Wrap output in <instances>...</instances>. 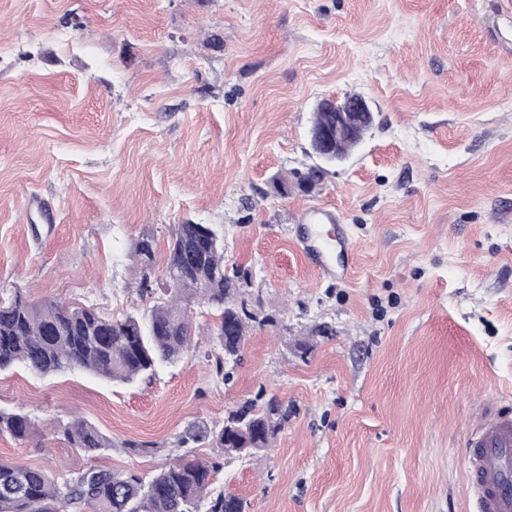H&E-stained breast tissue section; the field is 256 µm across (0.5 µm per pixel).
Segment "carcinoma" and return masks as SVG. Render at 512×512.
I'll list each match as a JSON object with an SVG mask.
<instances>
[{
  "instance_id": "cac0c4a2",
  "label": "carcinoma",
  "mask_w": 512,
  "mask_h": 512,
  "mask_svg": "<svg viewBox=\"0 0 512 512\" xmlns=\"http://www.w3.org/2000/svg\"><path fill=\"white\" fill-rule=\"evenodd\" d=\"M335 119L336 113L316 109L311 132L332 129ZM371 125L369 118H362L341 140L339 152L347 155ZM324 173L321 166L297 172L293 185L307 191ZM156 253L150 234L132 244L138 295L152 302L143 315L114 319L93 305L33 302L18 291L0 298V371L20 364L41 375L82 369L124 384L151 378L158 367L182 358L194 334L187 304L200 301L220 316L208 357L217 373H223L224 360L239 355L248 321L255 319L236 303L242 270L224 263V237L207 224L175 225L162 270L176 286L163 289L165 299L146 285L148 274L158 267ZM276 412L271 401L260 411L246 404L230 413L217 432L186 429L180 444L206 440L228 455L254 457L269 447L281 426ZM37 431L29 414L0 410V434L27 441ZM63 432L88 453L112 447V439L82 418L68 421ZM218 467L185 453L147 480L92 467L59 484L40 469L0 461V512H245L238 496L210 490Z\"/></svg>"
}]
</instances>
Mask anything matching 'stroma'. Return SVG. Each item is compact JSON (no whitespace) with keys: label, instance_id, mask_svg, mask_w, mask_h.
I'll return each instance as SVG.
<instances>
[{"label":"stroma","instance_id":"1","mask_svg":"<svg viewBox=\"0 0 512 512\" xmlns=\"http://www.w3.org/2000/svg\"><path fill=\"white\" fill-rule=\"evenodd\" d=\"M352 94L360 144L268 195ZM183 222L247 274L239 359L216 371L202 335L131 385L2 371L0 409L39 430L0 460L146 478L273 399L266 452L193 450L245 512H473L462 444L512 411V0H0V294L145 311L129 245ZM75 415L112 449L55 430ZM332 103L333 108L336 110V112L340 113V120L336 122L335 139L337 144V141L341 138L346 128L345 126L350 122L347 113L371 112V110L368 103L364 99L358 100L357 102L354 103H347L344 100H335L332 101ZM336 112H326L325 110L316 107V110L314 112V121L311 128V134H321L325 130H331L335 125Z\"/></svg>","mask_w":512,"mask_h":512}]
</instances>
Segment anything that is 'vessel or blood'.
I'll return each mask as SVG.
<instances>
[{
  "label": "vessel or blood",
  "mask_w": 512,
  "mask_h": 512,
  "mask_svg": "<svg viewBox=\"0 0 512 512\" xmlns=\"http://www.w3.org/2000/svg\"><path fill=\"white\" fill-rule=\"evenodd\" d=\"M464 463L476 512H512V413L481 426Z\"/></svg>",
  "instance_id": "obj_1"
}]
</instances>
